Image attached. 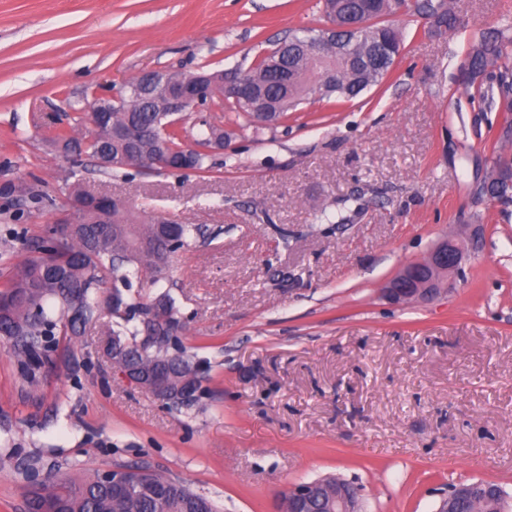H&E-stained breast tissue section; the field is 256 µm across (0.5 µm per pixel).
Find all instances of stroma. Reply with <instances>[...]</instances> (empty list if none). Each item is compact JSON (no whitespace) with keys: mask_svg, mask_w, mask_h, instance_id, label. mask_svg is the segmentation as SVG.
Masks as SVG:
<instances>
[{"mask_svg":"<svg viewBox=\"0 0 512 512\" xmlns=\"http://www.w3.org/2000/svg\"><path fill=\"white\" fill-rule=\"evenodd\" d=\"M454 31L393 16L403 59L352 102L233 127L202 172L104 173L54 142L72 103L151 71L247 69L319 0H0V284L83 189L214 232L174 261L171 294L202 391L174 411L128 385L105 351L114 319L59 336L35 379L0 339V512H24L23 458L40 479L147 464L218 512H275L289 486L337 474L367 512H434L449 485L512 494V206L477 189L502 114L473 108L469 48L512 24V0H452ZM327 219H320V212ZM462 224L483 227L447 291L392 304L387 284Z\"/></svg>","mask_w":512,"mask_h":512,"instance_id":"1","label":"stroma"}]
</instances>
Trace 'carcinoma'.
<instances>
[{
  "instance_id": "obj_1",
  "label": "carcinoma",
  "mask_w": 512,
  "mask_h": 512,
  "mask_svg": "<svg viewBox=\"0 0 512 512\" xmlns=\"http://www.w3.org/2000/svg\"><path fill=\"white\" fill-rule=\"evenodd\" d=\"M328 21H346L354 11L366 12L377 22L351 34L346 52L337 56L331 50L318 57L309 53L324 35L321 28L295 30L286 42L291 44L281 70L273 67L277 54L255 57L246 70L249 95L229 100L233 112L255 119V107L265 112L264 120L273 126L288 117V112L310 99L350 102L365 90L379 85L394 70L398 57L385 49L403 48V37L386 17L401 10L435 17V30H454L457 17L449 0H323ZM472 76L464 80L470 89V103L481 112H501L504 123L493 139L495 160L490 174L479 188V196L491 204L512 203V155L499 150V144L512 141V27L492 33L470 49L467 56ZM207 77L201 101L222 99L217 84L226 72L198 71L169 73L174 85L193 84ZM140 79L129 81L120 91L121 101L112 103V126L139 131L138 158L133 164L154 163L169 153L175 171H201L208 154L183 142L176 115L164 111L167 96L155 94L141 98ZM197 144L214 141L229 145L233 132L212 126L199 116ZM57 141L99 160L103 155L127 152V143L112 131L94 130L82 137L60 135ZM84 231H70L61 238L38 237L23 243L26 258L13 266L12 275L0 291V336L25 356V369L33 374L47 360L52 336L70 329L73 333L112 310L118 301L123 313L112 330L118 338L116 363L148 373L161 366L165 381L175 393L185 382L201 388L199 377L188 379L198 363L186 348L174 350L168 344L172 326L184 324L175 299L168 291L143 302L132 288H157L169 279L175 255L195 242L200 229L193 224H161L145 217L119 199L104 215L88 211L78 216ZM472 498L449 502V512H483L477 504L483 499L484 481L465 483ZM25 512H215L214 504L185 483L158 473L141 477L130 475L129 488L115 493L106 488L100 472L83 478L58 477L30 485L25 497Z\"/></svg>"
}]
</instances>
